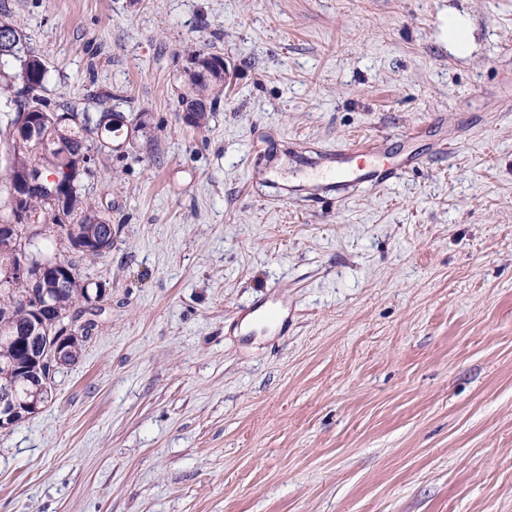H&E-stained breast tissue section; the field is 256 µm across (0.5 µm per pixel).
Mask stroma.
<instances>
[{"instance_id": "1", "label": "stroma", "mask_w": 512, "mask_h": 512, "mask_svg": "<svg viewBox=\"0 0 512 512\" xmlns=\"http://www.w3.org/2000/svg\"><path fill=\"white\" fill-rule=\"evenodd\" d=\"M0 9L44 97L111 88L142 122L85 185L112 248L80 274L107 293L0 430V512H512V0ZM200 52L226 64L202 132L176 98ZM415 129L419 167L306 198L309 147ZM265 305L282 323L242 331Z\"/></svg>"}]
</instances>
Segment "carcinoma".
<instances>
[{
  "instance_id": "1",
  "label": "carcinoma",
  "mask_w": 512,
  "mask_h": 512,
  "mask_svg": "<svg viewBox=\"0 0 512 512\" xmlns=\"http://www.w3.org/2000/svg\"><path fill=\"white\" fill-rule=\"evenodd\" d=\"M11 37L17 43L15 61L26 62L18 69L6 68L0 52V100L9 108L0 120V225L9 224L10 244L0 246V267L17 258V248L27 242L31 224H60L65 228L69 248L83 257L98 258L112 249V222L101 207L85 195V182L97 177L94 155L119 151L128 139L125 116L106 106L119 95L96 91L75 104L64 98L56 103L45 99L48 67L31 50H23L20 25L9 13H0V40ZM192 74L179 86L178 102L187 106L185 122L194 128L207 126L208 113L216 111L224 99L222 57L200 52L195 55ZM17 112H29L38 119L39 140L16 142L11 126ZM40 176L56 184L58 195L34 190L24 195L21 213L5 207L10 188L27 177ZM33 252L54 258L57 265L48 271L42 287L30 292L26 285L0 283V388L10 387L43 405L52 397L43 381L34 376L31 355L37 342L33 336L52 331L53 320L65 315L91 297L104 298L105 285L81 279L70 259L48 253L31 244ZM47 291L53 312L36 318L35 299Z\"/></svg>"
}]
</instances>
